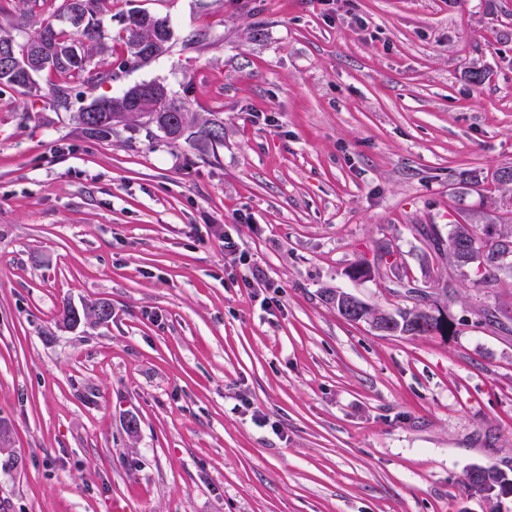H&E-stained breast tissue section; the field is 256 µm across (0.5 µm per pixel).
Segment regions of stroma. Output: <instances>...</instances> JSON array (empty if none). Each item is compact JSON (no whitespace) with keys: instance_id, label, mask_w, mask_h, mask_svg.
Listing matches in <instances>:
<instances>
[{"instance_id":"stroma-1","label":"stroma","mask_w":512,"mask_h":512,"mask_svg":"<svg viewBox=\"0 0 512 512\" xmlns=\"http://www.w3.org/2000/svg\"><path fill=\"white\" fill-rule=\"evenodd\" d=\"M61 7L0 0V28ZM136 9L173 38L126 66ZM101 44L74 107L158 82L224 143L91 138L55 73L0 87V512H512L468 485L512 478V278L475 287L419 233L505 195L461 175L512 165V0H115ZM404 275L446 335L325 299L392 312ZM46 98L49 105L55 112H69L71 109V86L66 81L59 84H52L48 89ZM333 297H335L334 304H336L337 310L340 308L341 312L346 314L353 322H363L366 320L372 328L386 335L402 333L419 336L412 334V332L416 330L417 318L421 316L423 310L422 308H418V304L411 309L399 310L396 313V317L401 324V331L399 332V328L395 325L393 314L383 312L384 319L377 323H372L370 319H367L364 315L365 311L370 307L360 298L347 292H338ZM396 317L395 319H397ZM469 486L481 493H492L497 491L501 495L504 487H511L512 480L504 473L494 468L474 467L468 474Z\"/></svg>"}]
</instances>
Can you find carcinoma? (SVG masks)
Returning <instances> with one entry per match:
<instances>
[{"mask_svg":"<svg viewBox=\"0 0 512 512\" xmlns=\"http://www.w3.org/2000/svg\"><path fill=\"white\" fill-rule=\"evenodd\" d=\"M114 0H63V13L67 18L78 16L82 22L75 25L79 37H74L55 26L53 21L44 20L33 38L25 44H18L9 34L0 33V47H15V65L11 71L0 70V85L16 90L31 91L35 86V76L43 71L56 72L62 76H77L84 82L93 85L112 78V73L89 68L96 41L104 19L112 14ZM145 21L138 28L130 26V14H125L122 41L128 57L123 64L147 61L158 57L156 48L164 44L169 49L173 37L168 16H159L144 11L139 12ZM147 84L140 83L124 90L122 94L111 98H94L74 113L73 120L81 131L96 138L112 135L119 126L134 124L143 128L147 136L154 131L163 133L168 143L177 146L189 143L200 149H207L224 144V128L216 121L204 120L196 113L189 111L183 103L174 99L170 93L164 95L163 112H138L131 108L125 112H114L112 106L124 105L132 101L134 92ZM47 99L55 112H68L71 109V86L63 81L53 84L48 89ZM486 224L500 223V233L496 237L487 236V231L479 225L468 221H455L450 225L448 238L440 236L435 227L430 226L422 231L433 250L448 256V260L457 267H463L461 254L454 250L459 242H472L477 249H482L492 256L504 248V241L512 242V210L508 211V219L499 215L483 216ZM509 274L493 261L488 262L482 272L479 284L489 287L498 282L500 276ZM422 309L413 307L396 313L401 324V333L410 335L416 330L417 318ZM469 486L481 493L500 492L512 485V480L494 468L474 467L468 474Z\"/></svg>","mask_w":512,"mask_h":512,"instance_id":"cac0c4a2","label":"carcinoma"}]
</instances>
